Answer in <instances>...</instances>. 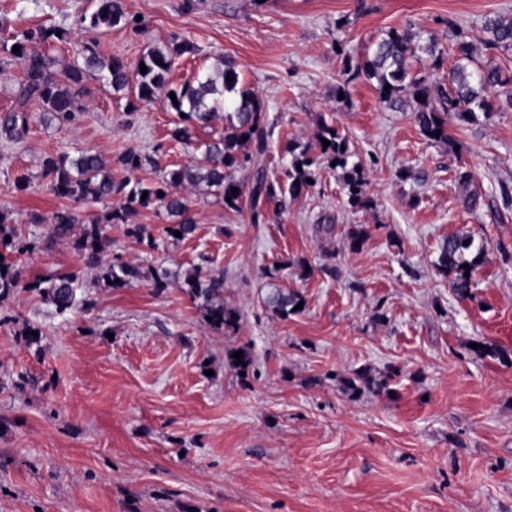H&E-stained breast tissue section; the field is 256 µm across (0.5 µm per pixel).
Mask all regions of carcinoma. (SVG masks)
<instances>
[{
    "mask_svg": "<svg viewBox=\"0 0 512 512\" xmlns=\"http://www.w3.org/2000/svg\"><path fill=\"white\" fill-rule=\"evenodd\" d=\"M129 24L123 0H96V9L90 16V27H116ZM478 43L461 39L457 43L456 57L448 70V82H431L425 76L411 74V62L422 53L431 60V66L440 67L442 58L436 44L425 41L420 33L391 30L377 40L364 58L356 61L355 68H347L346 74L364 75L377 84L381 101L390 108L401 109L408 100L417 104L414 117L422 133L432 141L448 139V117L470 121L478 112L494 110L490 93L512 107V77L504 74L497 66L482 67L477 64V46L486 49L512 48V18L499 15L484 18ZM62 39L60 32L51 27H39L11 33L0 44V51L20 61L23 79L14 108L0 115V134L9 141L17 142L28 132L31 112L28 103L37 104L42 114L57 122L61 127L75 121L77 114L85 110L82 103L84 83L89 79L106 82L115 93L134 91L140 101H159L163 106L176 112V127L171 137L177 142L190 143L192 131L205 129L219 118H224V135L204 143L200 156L177 169L169 171L152 183L141 181L130 184L127 179L112 177V165L100 154L82 151L74 157L65 154H48L42 162L43 177L48 179L51 191L58 197L75 202L99 203L119 197L122 205L110 209L96 218L85 222L83 216L69 209L55 212L49 219L34 217V222L48 223V237L33 240L17 238L10 214L0 211V298L16 288L38 291L51 302L56 310L64 313L69 309H88L92 302L84 296L85 275L96 274L103 282L109 280L111 288H121L133 279L153 277L154 285L164 289L166 280L152 270L126 262H109L105 256L110 244L106 227L112 224L125 225L126 233L139 241H148V247H155L153 238H145L147 229L135 222L139 210L156 206L170 218L165 228L169 236L181 232V238L191 236L196 223L190 214L188 197L172 191L174 186H188L203 189L224 201V207L236 212L250 201L249 210L253 222H258L267 209L279 211L287 199L299 198L310 186L312 167L319 160L335 163L343 172L342 181L348 203L352 207L365 208L371 199L367 184L357 171L349 165V147L344 136L335 126L321 122L317 138L330 141L321 147V159L307 155L306 150H297L290 144L287 152L290 160L285 168L287 181L268 179L264 172L257 171L251 190H245L235 172L254 162L253 154H263L267 148L270 131L264 126L261 102L249 89L242 86L240 76L233 63L221 60V64L206 69L174 87L168 75L175 61L194 52V45L177 38L162 48L151 49L141 62L147 68L130 70L116 56H104L98 43H84L77 50L73 62L54 69L56 60L32 49V43H49ZM19 51H13V47ZM390 89H385V86ZM176 99H171L170 94ZM146 158L131 149L118 155L115 163L125 170H138L145 165ZM163 196H158V193ZM231 201H226V198ZM84 225L83 233L71 239L73 226ZM10 241H5V238ZM73 240L81 270L78 272L51 271L33 280H23L14 262L8 255L30 253L41 247L47 248L57 240ZM482 254L469 234H457L446 239L439 247L437 268L451 277L452 288L461 295L468 294L471 277L465 275L463 265L474 266ZM183 287L195 299L202 300L205 316L211 318L209 325L218 330H230L238 325L239 314L224 303V273L203 270L197 266L191 269L183 281ZM302 296L292 289L279 288L270 298L274 312L286 318L301 313L295 309ZM345 391L354 396L363 389L375 387L379 390L388 386L387 379H376L367 368H359L348 377L340 378Z\"/></svg>",
    "mask_w": 512,
    "mask_h": 512,
    "instance_id": "carcinoma-1",
    "label": "carcinoma"
}]
</instances>
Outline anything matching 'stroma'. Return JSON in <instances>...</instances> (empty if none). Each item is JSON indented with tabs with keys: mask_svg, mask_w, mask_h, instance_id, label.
Wrapping results in <instances>:
<instances>
[{
	"mask_svg": "<svg viewBox=\"0 0 512 512\" xmlns=\"http://www.w3.org/2000/svg\"><path fill=\"white\" fill-rule=\"evenodd\" d=\"M126 3L132 24L89 31L80 21L95 0H0V25L62 31L47 50L61 63L94 40L133 67L185 38L196 51L172 73L177 84L230 58L273 131L237 178L281 176L291 142L319 155L324 121L347 137L373 203L351 207L341 170L324 164L260 224L191 190V237L168 236L154 207L136 221L155 247L123 225L109 231L111 256L157 270L167 288L91 276L93 308L64 314L29 289L1 298L0 512H512V107L449 120L435 142L412 107L381 102L375 81L356 78L336 96L347 58L387 31L421 32L448 64L456 32L479 36L486 15L512 17V0ZM83 101L70 126L36 118L21 142L0 137V210L21 238L46 233L31 214L71 204L43 179L46 155L93 150L114 164L132 149L144 167L112 173L134 181L188 164L224 129L195 130L185 146L160 103H130L97 80ZM406 167L420 180H401ZM359 225L368 237L353 251L347 234ZM461 232L484 248L466 296L435 266L439 243ZM14 262L30 280L77 257L61 243ZM197 265L223 271L238 329H212L182 289ZM276 288L299 292L304 311L277 317L267 304ZM236 348L254 358L248 375L227 361ZM364 366L387 388L346 393L341 378Z\"/></svg>",
	"mask_w": 512,
	"mask_h": 512,
	"instance_id": "stroma-1",
	"label": "stroma"
}]
</instances>
